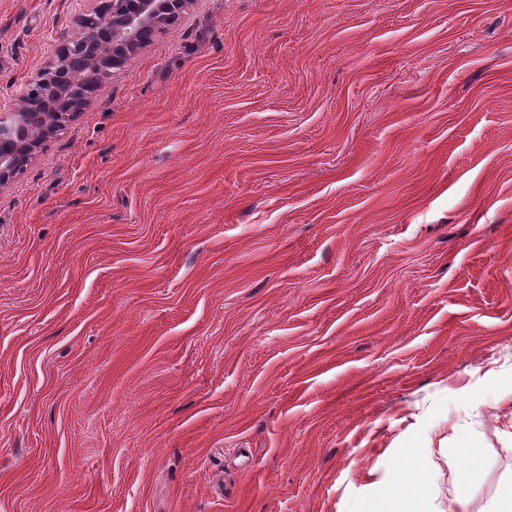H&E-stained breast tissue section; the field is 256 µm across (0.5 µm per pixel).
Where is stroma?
Returning <instances> with one entry per match:
<instances>
[{
	"label": "stroma",
	"instance_id": "1",
	"mask_svg": "<svg viewBox=\"0 0 512 512\" xmlns=\"http://www.w3.org/2000/svg\"><path fill=\"white\" fill-rule=\"evenodd\" d=\"M511 384L512 0H191L0 189V512H486ZM459 448L458 452L466 459V464L457 472L449 498L448 512H472L471 489L481 481L483 466L480 459L471 453L469 447ZM394 482L398 491L387 496L384 510L375 512H430L423 508L430 477L421 466L410 460L399 468Z\"/></svg>",
	"mask_w": 512,
	"mask_h": 512
}]
</instances>
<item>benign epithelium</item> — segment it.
I'll return each instance as SVG.
<instances>
[{
	"label": "benign epithelium",
	"mask_w": 512,
	"mask_h": 512,
	"mask_svg": "<svg viewBox=\"0 0 512 512\" xmlns=\"http://www.w3.org/2000/svg\"><path fill=\"white\" fill-rule=\"evenodd\" d=\"M91 6L77 15L80 33L61 34L58 53L49 67L39 70L25 85L8 112L0 111V187L6 186L34 158L40 142L48 135L45 128L29 129L16 135L17 128L25 121L50 123L56 106L66 97L65 82L50 84L41 79L45 72L57 67L81 44L91 46V54L85 70L73 80L98 86L103 64L120 65L129 56L147 44L152 33L170 16L185 8L192 0H89ZM109 9L112 25L99 32L87 27L94 15Z\"/></svg>",
	"instance_id": "benign-epithelium-1"
}]
</instances>
